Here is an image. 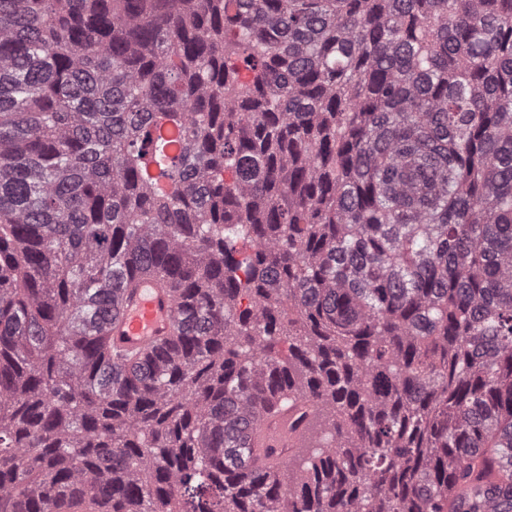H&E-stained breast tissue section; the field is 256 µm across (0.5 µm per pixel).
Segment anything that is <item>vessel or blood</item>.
Masks as SVG:
<instances>
[{
  "label": "vessel or blood",
  "instance_id": "1",
  "mask_svg": "<svg viewBox=\"0 0 512 512\" xmlns=\"http://www.w3.org/2000/svg\"><path fill=\"white\" fill-rule=\"evenodd\" d=\"M177 299L170 287L157 278H140L133 294L124 295L106 326L105 341L117 349L152 348L173 334ZM263 426L251 429L249 445L254 452L268 454L274 465L287 463L296 436L289 432L290 412L274 400L264 413Z\"/></svg>",
  "mask_w": 512,
  "mask_h": 512
}]
</instances>
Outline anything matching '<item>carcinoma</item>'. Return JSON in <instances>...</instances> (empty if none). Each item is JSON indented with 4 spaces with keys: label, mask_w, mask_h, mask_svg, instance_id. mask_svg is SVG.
Segmentation results:
<instances>
[{
    "label": "carcinoma",
    "mask_w": 512,
    "mask_h": 512,
    "mask_svg": "<svg viewBox=\"0 0 512 512\" xmlns=\"http://www.w3.org/2000/svg\"><path fill=\"white\" fill-rule=\"evenodd\" d=\"M66 497L512 512V0H0V512ZM132 295L124 293L119 308L106 325V343L117 349L152 348L173 335L177 299L169 285L156 277H139ZM277 398L264 413L266 422L261 427L249 429V445L253 453H268L270 461L276 466L288 462L289 448H294L296 434L288 431L291 413Z\"/></svg>",
    "instance_id": "obj_1"
}]
</instances>
